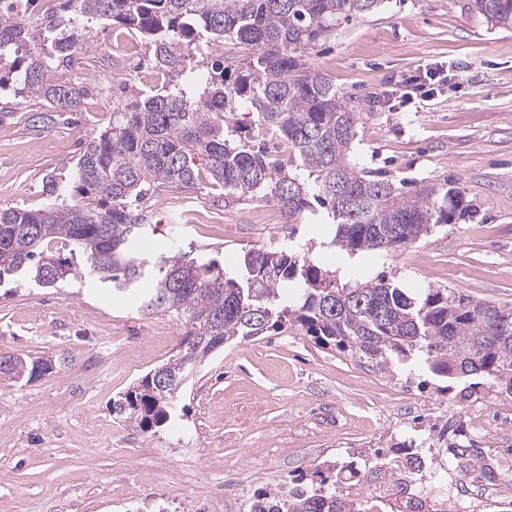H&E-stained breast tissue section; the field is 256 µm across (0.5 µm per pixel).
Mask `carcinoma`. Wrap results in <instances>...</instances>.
<instances>
[{
	"label": "carcinoma",
	"mask_w": 512,
	"mask_h": 512,
	"mask_svg": "<svg viewBox=\"0 0 512 512\" xmlns=\"http://www.w3.org/2000/svg\"><path fill=\"white\" fill-rule=\"evenodd\" d=\"M382 0H62L60 11L41 17L44 28L104 20L150 44L154 64L177 77L158 89L127 84L128 103L112 128L83 150L70 204L39 210L0 208V284L23 279L56 287L88 276L126 292L148 285L143 307L174 312L188 327L183 349L147 373L119 399L112 412L148 429L169 418L177 391L208 355L238 338L298 326L327 346L349 350L387 370L394 360L423 359L446 381L444 390L469 384L464 401L488 386L512 397V313L458 296L448 289L414 294L384 275L345 283L326 265L288 244L249 250L231 270L187 253L156 255L142 247L151 227L134 208L159 188H192L203 177L224 194L277 202L296 222L314 204L327 209L333 235L325 249L349 256L400 251L437 224L473 216L459 190L443 196L426 189L414 198L395 183L359 169L349 160L358 113L327 75L307 57L342 21L378 8ZM487 21L512 28V0H474ZM231 40L255 55L240 67L221 60L200 82L186 65L184 48L195 37ZM69 53L47 51L32 39L24 20L0 0V87L23 76V90L39 104L49 128L55 112H71L89 88L72 81ZM252 108L251 124L237 118ZM257 129L279 140L286 157L251 144ZM298 288L288 297L287 283ZM43 357L11 355L0 378L42 377ZM457 475L474 472L512 485V470L494 466L492 449L469 438L458 423L448 439ZM397 459L376 451L371 460L350 456L326 464L319 480L301 474L264 492L271 512H368L360 490L368 470L391 471Z\"/></svg>",
	"instance_id": "cac0c4a2"
}]
</instances>
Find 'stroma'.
<instances>
[{
  "mask_svg": "<svg viewBox=\"0 0 512 512\" xmlns=\"http://www.w3.org/2000/svg\"><path fill=\"white\" fill-rule=\"evenodd\" d=\"M113 33L100 21L81 30L88 50L79 80L90 92L50 128L33 125L25 98L0 93L8 108L0 113V207H44L51 179L70 195L86 143L123 108L115 89L147 85L149 45L136 64L108 53ZM251 53L231 40L202 45L190 49V65L203 80L215 58L235 65ZM309 62L359 114L353 164L411 195L460 190L476 211L400 251L336 254L341 279L383 275L420 293L446 288L512 309V28L487 22L472 0H383L321 41ZM145 207L157 250L192 247L228 268L245 251L291 237L320 252L332 231L319 216L292 224L275 201H244L204 183L167 189ZM185 331L176 317L88 278L66 288L1 287L0 351L69 361L37 380L0 379V512H196L205 502L224 512V480L252 494L349 449H389L436 425V406H461L425 368L398 365L420 406L405 425L384 421L402 403L375 364L293 328L205 358L163 426L146 431L113 415V398L174 356ZM480 400L488 417L476 441L512 448V398L488 390Z\"/></svg>",
  "mask_w": 512,
  "mask_h": 512,
  "instance_id": "obj_1",
  "label": "stroma"
}]
</instances>
